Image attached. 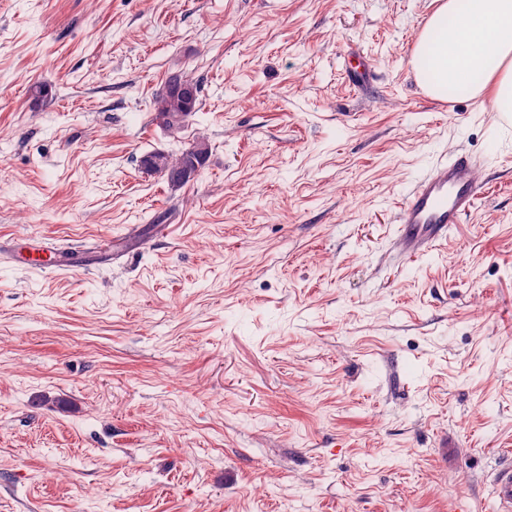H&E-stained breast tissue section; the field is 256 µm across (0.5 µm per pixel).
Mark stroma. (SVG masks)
<instances>
[{
    "instance_id": "stroma-1",
    "label": "stroma",
    "mask_w": 512,
    "mask_h": 512,
    "mask_svg": "<svg viewBox=\"0 0 512 512\" xmlns=\"http://www.w3.org/2000/svg\"><path fill=\"white\" fill-rule=\"evenodd\" d=\"M431 2L0 0V512H500L512 121L422 89ZM201 131L194 181L141 168ZM460 150L475 210L401 262L405 193ZM28 239L67 270L11 262ZM198 91L195 97V87L184 83V78L180 75L174 74L170 76L166 82L168 89L174 94L183 98L194 99V102L183 100L173 93L167 92L165 86L156 98L155 103V120L162 126L168 133L176 135L181 132L184 125L173 128L167 121L162 119L167 113L182 112L187 117V124L190 118L198 112L200 105L201 86L198 81L189 79Z\"/></svg>"
}]
</instances>
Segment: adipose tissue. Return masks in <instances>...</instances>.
<instances>
[{
	"mask_svg": "<svg viewBox=\"0 0 512 512\" xmlns=\"http://www.w3.org/2000/svg\"><path fill=\"white\" fill-rule=\"evenodd\" d=\"M411 65L436 99L481 95L494 85V108L512 111V0H441L423 26Z\"/></svg>",
	"mask_w": 512,
	"mask_h": 512,
	"instance_id": "1",
	"label": "adipose tissue"
}]
</instances>
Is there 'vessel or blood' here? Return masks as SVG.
<instances>
[{
    "label": "vessel or blood",
    "instance_id": "vessel-or-blood-1",
    "mask_svg": "<svg viewBox=\"0 0 512 512\" xmlns=\"http://www.w3.org/2000/svg\"><path fill=\"white\" fill-rule=\"evenodd\" d=\"M477 162L468 154L431 166L414 183L399 208V248L411 259L447 237L450 226L465 223L477 206ZM500 512H512V465L505 463L490 476Z\"/></svg>",
    "mask_w": 512,
    "mask_h": 512
}]
</instances>
